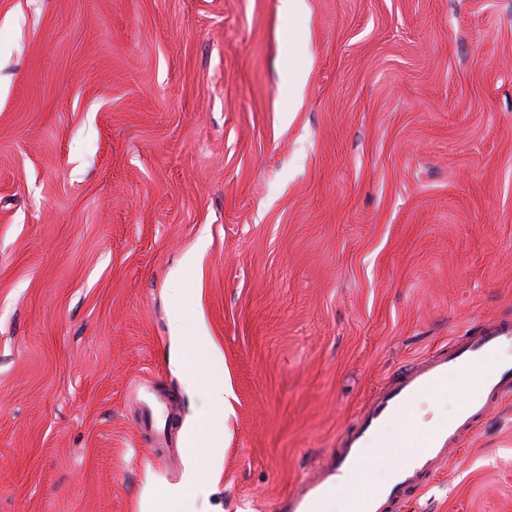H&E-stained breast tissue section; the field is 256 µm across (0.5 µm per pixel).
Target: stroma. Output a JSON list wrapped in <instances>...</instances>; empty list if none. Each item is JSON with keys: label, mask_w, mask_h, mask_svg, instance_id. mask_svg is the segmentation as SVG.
I'll list each match as a JSON object with an SVG mask.
<instances>
[{"label": "stroma", "mask_w": 512, "mask_h": 512, "mask_svg": "<svg viewBox=\"0 0 512 512\" xmlns=\"http://www.w3.org/2000/svg\"><path fill=\"white\" fill-rule=\"evenodd\" d=\"M306 3L0 0V512H286L512 320V0ZM201 327L219 421L172 360ZM401 512H512V401Z\"/></svg>", "instance_id": "35a3bbf8"}]
</instances>
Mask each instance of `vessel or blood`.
Returning a JSON list of instances; mask_svg holds the SVG:
<instances>
[{"label": "vessel or blood", "instance_id": "obj_1", "mask_svg": "<svg viewBox=\"0 0 512 512\" xmlns=\"http://www.w3.org/2000/svg\"><path fill=\"white\" fill-rule=\"evenodd\" d=\"M483 368L478 393L459 404L448 421L436 425L406 447L401 437H385L389 420L405 415L424 394L439 391L451 375ZM512 395V321L501 319L451 341L447 349L412 366L382 390L344 435L341 448L319 474L303 479L288 494V512H321L322 502L340 487L363 484L355 512H394L405 497L425 489L448 460L452 446L475 432L492 401ZM398 448L402 460L384 483L366 482L367 452Z\"/></svg>", "mask_w": 512, "mask_h": 512}]
</instances>
